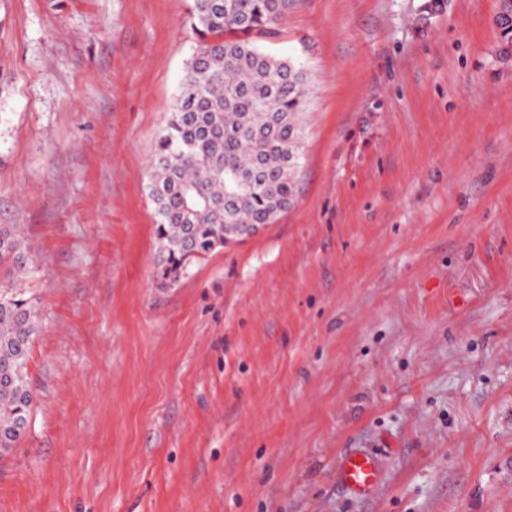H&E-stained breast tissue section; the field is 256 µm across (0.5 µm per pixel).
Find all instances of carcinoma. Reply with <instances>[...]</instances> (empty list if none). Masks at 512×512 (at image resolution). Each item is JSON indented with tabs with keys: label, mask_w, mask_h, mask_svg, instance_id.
Masks as SVG:
<instances>
[{
	"label": "carcinoma",
	"mask_w": 512,
	"mask_h": 512,
	"mask_svg": "<svg viewBox=\"0 0 512 512\" xmlns=\"http://www.w3.org/2000/svg\"><path fill=\"white\" fill-rule=\"evenodd\" d=\"M192 0L196 47L173 111L153 154L148 194L155 205L156 277L175 283L196 259L274 224L298 198L310 97L304 68L263 51L295 0ZM450 0H421L423 29ZM512 0H501L493 26L496 60L512 59ZM23 225H0V270L10 278L31 270ZM40 331L37 302L21 288L0 289V457L20 447L34 395L28 361Z\"/></svg>",
	"instance_id": "carcinoma-1"
}]
</instances>
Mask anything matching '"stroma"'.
Segmentation results:
<instances>
[{
  "instance_id": "35a3bbf8",
  "label": "stroma",
  "mask_w": 512,
  "mask_h": 512,
  "mask_svg": "<svg viewBox=\"0 0 512 512\" xmlns=\"http://www.w3.org/2000/svg\"><path fill=\"white\" fill-rule=\"evenodd\" d=\"M419 3L296 0L261 47L313 88L298 201L165 286L191 0H0V224L43 321L0 512H512V60L501 0ZM450 6V0H421L416 10L417 27L423 29L432 21L445 13ZM509 1L511 3H509ZM506 12L512 13V0L501 1L500 10L495 15L492 23L499 34L498 49L496 52L497 61H508L512 59V21L511 23H505L499 20V17ZM0 268L6 278L28 273L31 260L25 245L23 225H0ZM378 460L363 453L345 454L338 462L337 482L356 497L370 495L380 480Z\"/></svg>"
}]
</instances>
